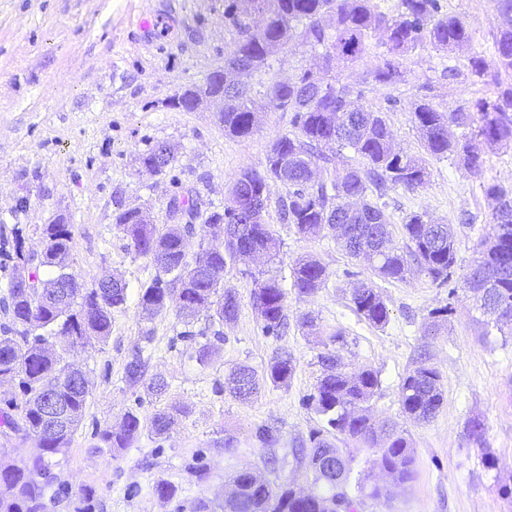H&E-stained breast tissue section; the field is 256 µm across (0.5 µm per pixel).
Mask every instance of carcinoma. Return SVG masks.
I'll use <instances>...</instances> for the list:
<instances>
[{"label":"carcinoma","instance_id":"obj_1","mask_svg":"<svg viewBox=\"0 0 512 512\" xmlns=\"http://www.w3.org/2000/svg\"><path fill=\"white\" fill-rule=\"evenodd\" d=\"M225 13L242 31V37L224 60V71H213L206 89L220 88V75H229L233 65L250 74L265 67L268 59L284 52L292 42L320 48L314 67L294 80L270 82L267 106L292 113L294 131L275 138L262 165L241 169L234 177L224 211H214L207 223L166 224L159 228L143 223L139 208H127L115 217L116 227L126 236L128 247L151 259L168 279L154 278L141 286L137 307L153 317L176 302V315L192 322L200 312L216 308L221 321L236 319L240 302L233 288L213 282L211 275L238 262L255 260L276 249L270 225L259 216L254 224H242L237 244L224 241L225 221L232 203L261 196L270 201V186L288 188L281 201L283 221L304 237H318L326 230L349 257L364 259L383 280L404 281L416 271L443 287L453 280L457 241L447 224H439L427 212H411L402 223L405 246L393 243L385 215L390 192H414L425 187L430 173L425 160L397 149L381 109L358 104L362 90L345 81L348 65L374 55L378 64L366 71L364 83L386 88L405 82L400 59L413 50L430 45L451 50L473 41L468 24L442 10L440 0H398L391 12L377 0H228ZM385 39L375 43L376 34ZM495 68L484 56L470 59L471 74L493 86L494 96L478 99L473 109L440 112L427 98L418 101L413 123L424 149L432 157L455 158L472 177L480 179L486 168L484 148L512 147V25L493 35ZM224 132L237 138L253 134L260 123L248 88L241 82L224 88ZM462 129L460 138L448 137V127ZM349 149L357 163L339 168L331 184L315 181L319 162L326 157L320 145ZM484 194L495 201L491 231L479 236L473 246L470 270L464 285L476 307L497 322H512V180L481 182ZM201 232L208 239L201 255L189 258L183 251L185 235ZM43 249L36 265L28 268V284L17 272L28 261L23 230L13 229L12 247L0 244V269L9 273L7 296L0 299V386L15 383L19 392L0 395V433L39 440L40 454L32 466L0 465V483L9 485L11 497L0 498V512H40L43 486L35 476L49 474L48 458L65 453L83 418L89 388L73 386L68 363L55 348L57 341L83 344L94 334L106 339L112 329V312L126 308L128 286L114 283L108 288H83L74 284L68 299H48L57 277L68 272L72 260V230L68 224H45L41 229ZM292 287L300 297L311 296L325 285L327 272L318 259L307 255L292 268ZM288 292L275 278L252 277L251 300L263 331L279 335L287 325ZM354 312L376 327L389 322L387 303L373 284L361 281L350 292ZM323 369L315 391L308 398L325 426L311 431L304 454L318 490L297 492L293 482L270 483L251 469L237 471L229 481L233 496L213 507L206 502L196 512H354L347 493L350 461L331 438L346 436L367 448L378 449L371 469L379 470L397 484L415 475L414 449L393 426L372 417V401L379 388L378 374L369 368L354 372L341 369L340 355L327 351L319 356ZM295 369L293 356L274 354L263 374L239 365L228 378L230 393L242 400L256 395L261 386L288 385ZM123 378L131 388L147 387L162 394L165 379L147 375V362L137 351L124 366ZM53 391L67 413V426L49 431L39 407L40 396ZM400 401L415 421L433 418L443 403L438 369L422 355L405 376ZM180 408L159 410L143 419L126 412L119 428L104 431L101 440L109 448H125L144 428L157 437L170 432Z\"/></svg>","mask_w":512,"mask_h":512}]
</instances>
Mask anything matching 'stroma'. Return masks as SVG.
<instances>
[{"label":"stroma","instance_id":"35a3bbf8","mask_svg":"<svg viewBox=\"0 0 512 512\" xmlns=\"http://www.w3.org/2000/svg\"><path fill=\"white\" fill-rule=\"evenodd\" d=\"M225 0H0V224L22 225L26 246L40 247V228L65 215L72 226L71 270L84 286L111 275L128 285L125 310L113 313L106 340L90 339L69 348L67 361L82 367L90 394L82 422L65 454L53 457L57 479L45 491L43 512H76L82 492H89L93 512H193L198 501L221 502L228 478L250 468L263 478L294 481L310 489L313 475L298 456L302 443L322 422L307 404L321 375L318 356L323 335L342 331L340 350L347 370H375L380 380L373 402L377 420L394 423L415 450V476L406 484L379 477L382 494L360 499L356 485L348 493L357 512H512V325L490 324L464 291L474 241L490 229L493 203L480 180L455 159L426 157L412 123L420 87L430 84V100L443 112L491 96L492 86L476 81L469 60L488 47L501 26L491 0H441L445 12L465 18L474 33L471 44L451 51L421 47L403 60L405 81L395 87H372L363 81L367 57L347 68L348 82L362 84L363 104L386 107L397 148L423 156L428 184L415 192H391L386 213L396 245H403L401 222L413 211L429 212L450 224L458 249L456 298L421 274L406 281L374 278L367 263L349 257L331 233L315 238L297 234L282 223L280 201L286 187L271 189L264 221L278 242L276 255L254 266V275L292 286L291 270L305 255L317 257L327 281L313 296L287 298L288 326L266 335L251 304V278L228 267L226 287L236 289L239 314L233 323L200 313L184 324L175 308L147 319L138 308L141 284L158 274L147 258L134 254L115 226L119 209L148 210L156 224L169 223L171 198L193 196L197 223L223 207L233 176L260 166L271 142L291 132V115L265 107L274 78L293 79L316 61L310 47L269 59L247 78L256 107L264 111L258 130L247 138L226 135L217 113L173 106L186 87L204 84L224 65L239 39L224 16ZM459 77L448 81L447 68ZM156 142L174 146L176 161L153 175L138 163L139 153ZM472 221L460 223L461 214ZM355 278H348V271ZM373 280L385 298L389 323L370 325L352 309L353 279ZM452 305L453 312L432 327L433 310ZM311 314L319 335L299 323ZM194 339H185V331ZM223 332L216 341L215 332ZM211 343L215 354L200 365L195 352ZM143 347L149 374L168 383L162 396L128 387L123 368L135 347ZM296 360L288 386L265 385L251 400L241 401L224 382L238 365L264 371L279 351ZM439 370L444 402L427 422L408 418L399 392L403 377L420 354ZM179 407L183 414L169 435L142 432L130 447L107 448L100 434L117 428L134 409L151 415ZM484 425L481 440L470 435L472 421ZM271 429L277 439L267 448L256 437ZM233 435L237 446L224 449ZM204 464L209 476L197 480L189 466ZM176 488L172 499L154 492L157 482Z\"/></svg>","mask_w":512,"mask_h":512}]
</instances>
